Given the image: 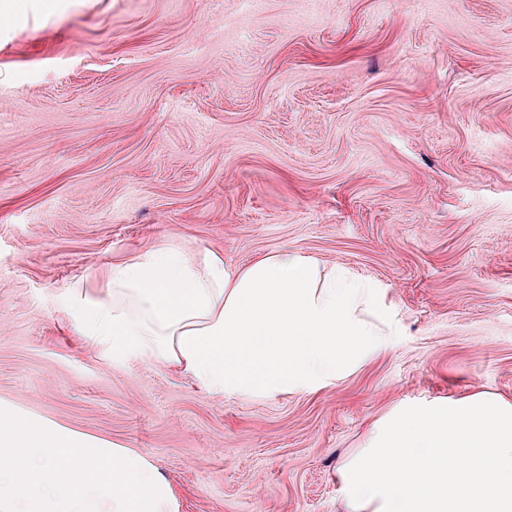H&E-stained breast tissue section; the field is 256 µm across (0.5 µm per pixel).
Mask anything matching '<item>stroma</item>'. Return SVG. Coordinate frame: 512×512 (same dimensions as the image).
Returning a JSON list of instances; mask_svg holds the SVG:
<instances>
[{"mask_svg": "<svg viewBox=\"0 0 512 512\" xmlns=\"http://www.w3.org/2000/svg\"><path fill=\"white\" fill-rule=\"evenodd\" d=\"M181 243L376 289L353 373L209 394L75 335L71 290ZM512 402V0H8L0 399L150 455L181 512H342L402 406Z\"/></svg>", "mask_w": 512, "mask_h": 512, "instance_id": "35a3bbf8", "label": "stroma"}]
</instances>
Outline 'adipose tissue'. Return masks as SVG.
Instances as JSON below:
<instances>
[{"mask_svg":"<svg viewBox=\"0 0 512 512\" xmlns=\"http://www.w3.org/2000/svg\"><path fill=\"white\" fill-rule=\"evenodd\" d=\"M73 296L77 335L175 368L211 394L319 389L386 335L368 285L288 249L237 267L220 251L167 244L112 264L99 287Z\"/></svg>","mask_w":512,"mask_h":512,"instance_id":"1","label":"adipose tissue"}]
</instances>
